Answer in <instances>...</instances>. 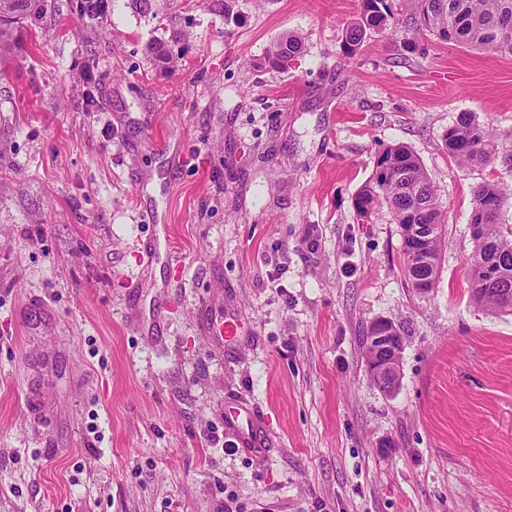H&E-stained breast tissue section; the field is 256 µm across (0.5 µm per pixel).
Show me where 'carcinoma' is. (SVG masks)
I'll list each match as a JSON object with an SVG mask.
<instances>
[{"label": "carcinoma", "mask_w": 512, "mask_h": 512, "mask_svg": "<svg viewBox=\"0 0 512 512\" xmlns=\"http://www.w3.org/2000/svg\"><path fill=\"white\" fill-rule=\"evenodd\" d=\"M402 9L410 13L413 24L405 41L411 53L419 50L418 38L426 33L448 44L512 52V0H360L358 18L343 35V54L354 55L369 30L396 28V16ZM40 11L39 0H0V38L17 16L38 15ZM301 49L298 36L284 34L267 49L265 63L278 67ZM444 143L448 154L464 165H487L496 159L491 134L469 113L461 114L448 128ZM505 201L503 190L494 182H484L475 189L470 223L481 225V230L473 236L468 279L477 304L492 311L512 312V229L505 231L498 223ZM382 206L401 228L402 255L412 288H418L421 281L434 288L446 217L432 180L406 145L396 144L382 151L375 172L355 197L361 221L369 220ZM411 233L429 237L427 251L416 249L408 239Z\"/></svg>", "instance_id": "obj_1"}]
</instances>
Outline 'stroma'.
I'll list each match as a JSON object with an SVG mask.
<instances>
[{"label": "stroma", "instance_id": "stroma-1", "mask_svg": "<svg viewBox=\"0 0 512 512\" xmlns=\"http://www.w3.org/2000/svg\"><path fill=\"white\" fill-rule=\"evenodd\" d=\"M74 2L0 42V512H512V314L467 275L480 183L512 227V53L411 54L402 18L345 58L359 0H101L90 27ZM285 32L302 51L270 67ZM464 112L494 163L446 152ZM397 143L446 216L425 294L387 210L354 208ZM162 224L179 266L143 254ZM217 300L244 326L224 349ZM377 319L403 334L390 393ZM372 324L374 325L375 335H372L373 329L370 327L367 336L364 338L367 364L370 363L368 357L374 351V364L370 374L380 389H392L398 385L400 380L402 350L401 344L396 341H389V337L394 339V336H397L398 340L402 343L401 332L391 322H389V330H385L388 324L385 319H377ZM391 331L392 335L388 336ZM371 336L373 343L375 341L377 343L374 349L371 344ZM230 415L241 430L239 440L243 446H248L245 443H249V445L252 444L253 446H261L260 442H253V437H255L257 433V416L255 412L246 406H240L234 408Z\"/></svg>", "mask_w": 512, "mask_h": 512}]
</instances>
